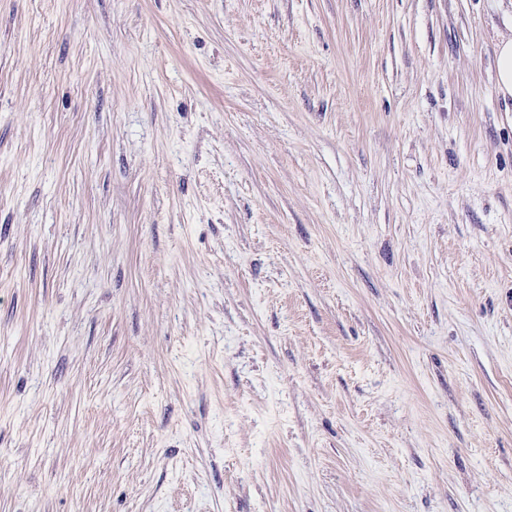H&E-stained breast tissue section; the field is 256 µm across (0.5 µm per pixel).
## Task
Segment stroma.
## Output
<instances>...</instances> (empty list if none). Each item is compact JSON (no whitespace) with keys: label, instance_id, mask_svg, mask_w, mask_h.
I'll use <instances>...</instances> for the list:
<instances>
[{"label":"stroma","instance_id":"stroma-1","mask_svg":"<svg viewBox=\"0 0 512 512\" xmlns=\"http://www.w3.org/2000/svg\"><path fill=\"white\" fill-rule=\"evenodd\" d=\"M512 0H0V512H512ZM496 88L504 97H512V35L497 46Z\"/></svg>","mask_w":512,"mask_h":512}]
</instances>
